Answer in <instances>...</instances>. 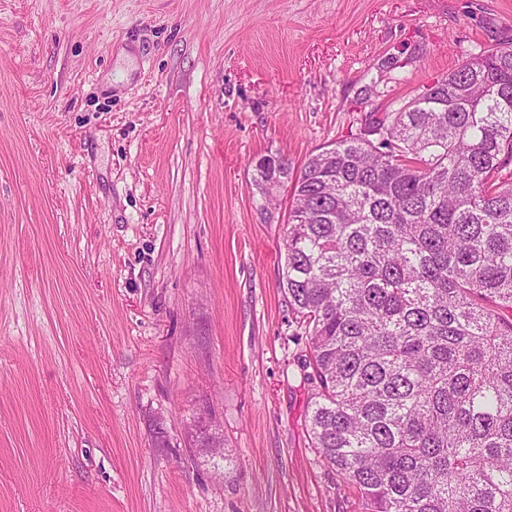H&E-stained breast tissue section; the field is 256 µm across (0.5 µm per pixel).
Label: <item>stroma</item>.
I'll return each instance as SVG.
<instances>
[{"instance_id":"obj_1","label":"stroma","mask_w":512,"mask_h":512,"mask_svg":"<svg viewBox=\"0 0 512 512\" xmlns=\"http://www.w3.org/2000/svg\"><path fill=\"white\" fill-rule=\"evenodd\" d=\"M510 40L512 0H0V512H364L256 163Z\"/></svg>"}]
</instances>
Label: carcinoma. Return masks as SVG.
<instances>
[{"label": "carcinoma", "instance_id": "cac0c4a2", "mask_svg": "<svg viewBox=\"0 0 512 512\" xmlns=\"http://www.w3.org/2000/svg\"><path fill=\"white\" fill-rule=\"evenodd\" d=\"M512 41L288 163L308 431L365 512H512Z\"/></svg>", "mask_w": 512, "mask_h": 512}]
</instances>
